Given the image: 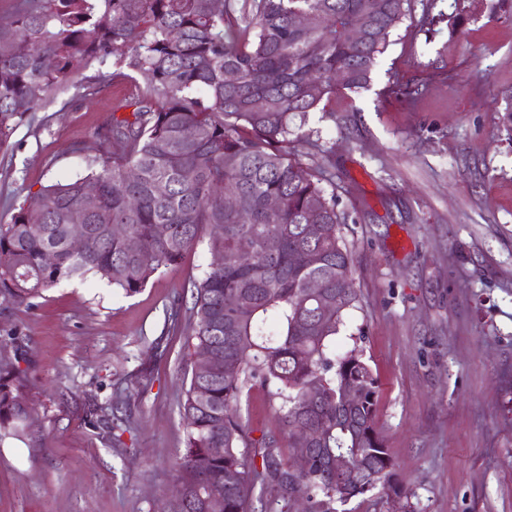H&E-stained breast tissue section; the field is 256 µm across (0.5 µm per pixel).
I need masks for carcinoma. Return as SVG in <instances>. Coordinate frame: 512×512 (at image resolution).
Instances as JSON below:
<instances>
[{"instance_id":"1","label":"carcinoma","mask_w":512,"mask_h":512,"mask_svg":"<svg viewBox=\"0 0 512 512\" xmlns=\"http://www.w3.org/2000/svg\"><path fill=\"white\" fill-rule=\"evenodd\" d=\"M409 11L410 0H21L0 26V45L28 46L0 54L1 152L63 88L85 99L102 85L137 89L132 118L97 133L102 154L86 175L43 187L39 206L22 205L0 224V296L31 307L55 285L89 276L133 296L203 238L222 257L193 283L188 339L215 363L209 374L191 372L178 461L184 498L169 512H255L268 488L282 512L296 498L305 512H350L369 494L401 493L379 424L378 379L358 348L331 349L359 302L340 228L347 215L336 187L291 160L288 145L336 93L369 87ZM299 13L308 17L303 29L293 25ZM109 57L114 71L87 74ZM88 183L100 194L77 253L70 215ZM228 190L233 208L224 205ZM113 224L123 234H112ZM244 243L254 255L242 254ZM312 278L316 295L305 288ZM256 384L277 400L288 448L285 456L263 438L259 462L240 452L253 439L239 405ZM19 390L15 365L0 359L1 438L30 418ZM303 454L306 467L292 472Z\"/></svg>"}]
</instances>
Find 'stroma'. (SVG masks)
<instances>
[{"label": "stroma", "instance_id": "35a3bbf8", "mask_svg": "<svg viewBox=\"0 0 512 512\" xmlns=\"http://www.w3.org/2000/svg\"><path fill=\"white\" fill-rule=\"evenodd\" d=\"M394 31L367 90L337 94L291 144L327 168L353 247L357 309L334 348L363 350L406 497L355 512H512V0H422ZM422 82L410 99L407 85ZM135 89L86 102L59 90L0 154V222L42 186L84 175L96 132L131 117ZM206 242L134 296L90 277L27 307L0 296V357L18 368L28 427L0 438V512H160L179 481L191 357L182 329ZM112 416L92 414L93 405ZM253 438L275 405L241 401Z\"/></svg>", "mask_w": 512, "mask_h": 512}]
</instances>
